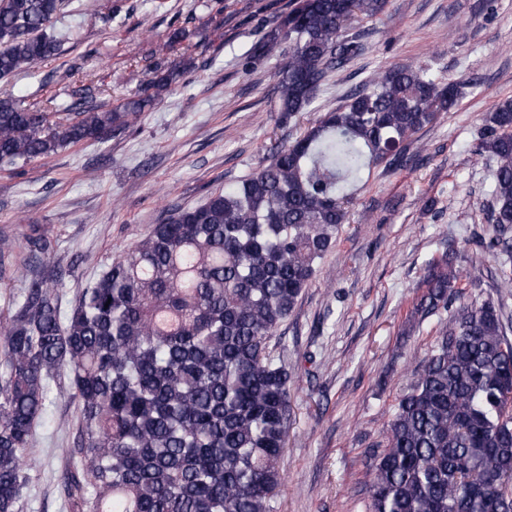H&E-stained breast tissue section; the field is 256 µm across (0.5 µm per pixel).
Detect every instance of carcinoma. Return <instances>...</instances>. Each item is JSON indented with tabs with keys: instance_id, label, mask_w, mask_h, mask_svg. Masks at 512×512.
<instances>
[{
	"instance_id": "carcinoma-1",
	"label": "carcinoma",
	"mask_w": 512,
	"mask_h": 512,
	"mask_svg": "<svg viewBox=\"0 0 512 512\" xmlns=\"http://www.w3.org/2000/svg\"><path fill=\"white\" fill-rule=\"evenodd\" d=\"M63 0H0V78L55 56L47 33ZM386 0H294L252 48L280 50L281 121L312 111L329 73L362 50L355 26ZM112 106L72 91L73 116L0 98V169L103 141L157 101ZM465 84L396 64L352 92L250 176L175 208L61 310V276L28 280L0 339V512H19L27 460L52 385L68 380L78 441L64 481L68 512H274L288 438L290 375L267 340L336 244L364 175L402 163L415 135L452 111ZM477 152L496 169L485 254L506 257L512 288V99L486 114ZM409 322L462 295L454 252L432 260ZM371 512H512V340L490 301L460 304L372 445Z\"/></svg>"
}]
</instances>
